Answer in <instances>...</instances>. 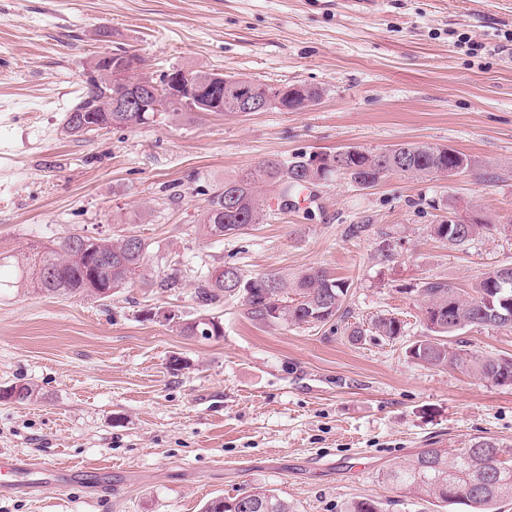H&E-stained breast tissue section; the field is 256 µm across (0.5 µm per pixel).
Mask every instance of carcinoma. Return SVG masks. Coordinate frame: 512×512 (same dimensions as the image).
Returning <instances> with one entry per match:
<instances>
[{"label":"carcinoma","instance_id":"cac0c4a2","mask_svg":"<svg viewBox=\"0 0 512 512\" xmlns=\"http://www.w3.org/2000/svg\"><path fill=\"white\" fill-rule=\"evenodd\" d=\"M112 59L105 53L90 62L85 95L67 113V130L74 135L90 132L74 118L92 114L99 128H133L143 125L138 112H109L108 99L101 85L107 82L103 70ZM319 98L313 88H290L281 98L283 107L298 111ZM343 175L351 181L373 185L388 172L410 175L451 173L459 167L469 168L472 159L445 145L420 144L396 149L394 162L383 155L367 151L348 154L344 158ZM336 172V155L327 154L313 164L309 157L298 155L282 162L268 159L239 177L224 182L209 198L199 223L210 237L234 234L264 216V200L258 185L273 186L280 197L297 194L307 185L325 181ZM478 224L437 225L435 234L454 245L468 242ZM38 261L29 256L21 259L26 285L48 295L62 297L92 296L107 299L122 288L135 285L175 291L183 286L185 271L173 264L158 281L146 278L149 245L141 238L131 247L128 237H95L73 232L49 247H34ZM347 288L319 268L307 269L288 281L276 274L253 277L226 264L220 271L197 277L195 300L206 307L217 306L227 297L242 299L247 316L260 324L328 323L342 308ZM423 310L439 314L440 320L426 323L428 334L416 340L409 353L415 360L432 367H463L482 379L497 385H512V357L484 356L468 353L448 345L447 337L469 326L512 329V322L497 323V318L512 311L499 298L512 301V274L497 268L485 273L474 288V294L460 296L448 282L430 279L419 289ZM184 336L209 334L224 336V323L219 316L207 312L188 321L176 322ZM372 329L380 336L394 338L401 324L392 317H379ZM387 482L408 488L417 494L447 506L462 504L474 512H498L497 505L512 500V465L501 459L500 444L482 438L463 453L448 457L443 448H424L404 465L385 474ZM204 512H291L288 502L271 489L256 487L232 498H217L205 505Z\"/></svg>","mask_w":512,"mask_h":512}]
</instances>
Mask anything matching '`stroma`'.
<instances>
[{"instance_id":"35a3bbf8","label":"stroma","mask_w":512,"mask_h":512,"mask_svg":"<svg viewBox=\"0 0 512 512\" xmlns=\"http://www.w3.org/2000/svg\"><path fill=\"white\" fill-rule=\"evenodd\" d=\"M140 55L271 87H311L300 111L201 112L76 137L65 115L89 63ZM453 147L471 168L390 174L364 188L338 175L264 218L208 237L209 195L259 162L347 147ZM486 226L462 246L437 237L449 211ZM146 239L147 270L171 259L184 288H125L103 301L37 294L15 260L72 229ZM309 268L345 282L342 317L259 325L240 301L216 307L224 335H181L198 272ZM512 266V0H0V452L71 468L67 495L0 497V512H201L211 498L265 487L293 512H460L383 479L424 448L498 441L512 462V386L407 354L424 336L425 280L472 294ZM394 317L391 340L349 337ZM450 342L512 356V329L467 327ZM180 358V370L170 361Z\"/></svg>"}]
</instances>
